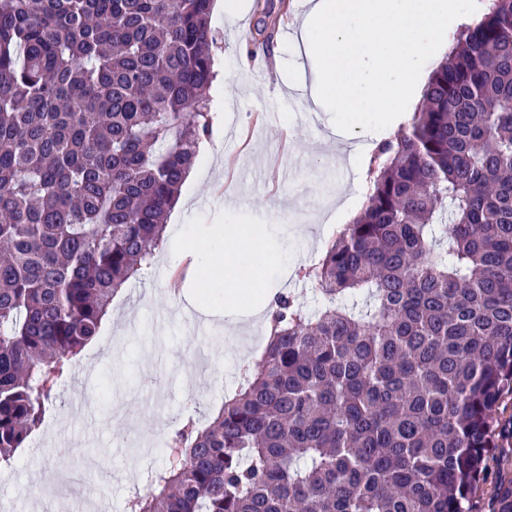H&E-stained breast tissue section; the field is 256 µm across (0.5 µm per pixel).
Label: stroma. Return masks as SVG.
<instances>
[{
  "instance_id": "35a3bbf8",
  "label": "stroma",
  "mask_w": 512,
  "mask_h": 512,
  "mask_svg": "<svg viewBox=\"0 0 512 512\" xmlns=\"http://www.w3.org/2000/svg\"><path fill=\"white\" fill-rule=\"evenodd\" d=\"M276 19L269 57H249L247 48L259 28L257 0H234L231 16L209 17L212 53L224 94L219 147L205 180L189 191L188 221L203 226L255 224L266 220L272 238L287 249L291 272H276L269 287L291 291L295 270L318 258L320 234L299 237L286 214L303 210L304 223L316 224L335 212L337 196L352 198L356 210L366 203L367 179L361 167L340 163L324 140H336L332 115L313 101V59L302 40L307 0H266ZM173 238H166L152 266L130 279L120 293L129 322L102 326L99 336L74 360V369L50 402L40 432L11 466L0 469V483L11 495L6 512H49L56 498L34 482L38 473L68 471L103 494L105 512H126L129 498L143 494L169 462L163 442L178 420L207 423L211 409L235 393L239 381L237 345L262 352L264 324L252 322L233 342L223 323L210 324V340L200 343L190 321L176 313L187 299L209 303L194 288L187 265L172 260ZM202 353L205 376L195 387L184 384L182 357ZM93 395V415L72 419L75 404ZM493 473L474 500L475 512H492L500 481L512 478V432L499 438Z\"/></svg>"
}]
</instances>
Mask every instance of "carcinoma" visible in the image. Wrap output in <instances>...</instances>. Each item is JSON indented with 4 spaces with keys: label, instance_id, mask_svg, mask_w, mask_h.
<instances>
[{
    "label": "carcinoma",
    "instance_id": "1",
    "mask_svg": "<svg viewBox=\"0 0 512 512\" xmlns=\"http://www.w3.org/2000/svg\"><path fill=\"white\" fill-rule=\"evenodd\" d=\"M213 0H0V466L152 264L210 135ZM368 201L127 512H472L512 394V0L375 144ZM497 512H512V481Z\"/></svg>",
    "mask_w": 512,
    "mask_h": 512
}]
</instances>
